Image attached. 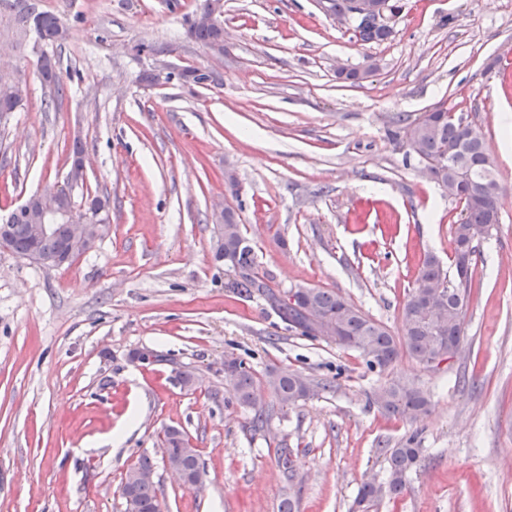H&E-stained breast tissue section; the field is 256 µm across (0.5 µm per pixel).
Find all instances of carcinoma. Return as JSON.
<instances>
[{
    "label": "carcinoma",
    "mask_w": 512,
    "mask_h": 512,
    "mask_svg": "<svg viewBox=\"0 0 512 512\" xmlns=\"http://www.w3.org/2000/svg\"><path fill=\"white\" fill-rule=\"evenodd\" d=\"M31 10L32 25L39 40L59 46L67 40L69 31L56 14L39 9L35 3L31 4ZM355 29L363 43L382 42L391 35L390 29L377 25L371 17L361 18ZM189 33L201 44L224 52L221 21L194 23ZM37 66L43 85L60 92L61 78L56 60L43 52L38 57ZM25 95L26 88L21 82L0 76V116L15 111ZM403 130L411 133L408 154L428 166L438 184L446 185L450 180L456 183L457 192L453 197L462 203V210L452 224V253H458L470 237L476 242L469 259L471 269L464 277L457 275L455 279H449L437 257L426 256L401 308L400 331H392L352 302L321 288L305 289L301 307L288 305L282 294L271 289L265 277L260 275L253 247L238 248L243 233L230 210L224 212V226L219 228L216 247L217 257L230 252L237 259L238 279L234 288L262 295L279 317L303 336L317 338L324 333L325 326H331V330L347 339L343 347L358 352L371 370L388 369L403 353L426 365L431 357L447 354L450 346L461 348L463 317L474 286V257L481 243L492 237L499 224V185L486 142L476 125L443 109L423 113L407 123ZM35 224L34 218L24 214L7 224L4 238L8 252L24 258L36 243L41 255L39 263L52 267H58L64 261L71 263L85 254L82 248L71 245L68 231L58 236L39 237L35 233ZM229 386L240 406H252L256 392L255 372L244 361H239V369ZM266 386L282 405H294L315 392L308 377L288 370L267 371ZM376 403L383 412L397 417H414L429 410L425 394L407 384L382 388ZM161 446L167 449L169 459L179 461L191 480H196L204 465L198 449L190 446L184 431L177 427L167 428ZM381 453L387 461L386 480L362 484L354 500V506L365 512L384 497H397L403 493L408 475L418 464L421 449L411 436L395 448L381 449ZM133 491L138 512H160L155 484H137Z\"/></svg>",
    "instance_id": "1"
}]
</instances>
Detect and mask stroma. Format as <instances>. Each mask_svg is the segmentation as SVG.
<instances>
[{"mask_svg": "<svg viewBox=\"0 0 512 512\" xmlns=\"http://www.w3.org/2000/svg\"><path fill=\"white\" fill-rule=\"evenodd\" d=\"M37 2L69 30L50 50L64 92L46 108L42 45L18 39L0 5V45L13 48L0 74L27 86L0 119V222L65 185L78 138L87 174L72 200H105L110 230L61 267L0 251V512H125L123 478L144 456L162 512H279L288 498L297 512H351L363 482L386 474L380 447L412 435L419 465L374 512H512V0H399L390 37L367 44L316 0H224L220 56L190 38L188 0ZM194 67L213 81L178 79ZM439 106L480 128L501 188L454 359L427 368L404 355L371 371L231 288L215 257L219 203L274 289L324 288L399 329L423 259L453 268L462 206L398 136L399 118ZM228 356L257 382L288 369L319 389L290 407L264 394L273 412L254 427L227 391ZM179 370L199 388L175 384ZM398 381L423 390L427 413L378 409L374 391ZM169 426L199 449L202 489L168 471Z\"/></svg>", "mask_w": 512, "mask_h": 512, "instance_id": "1", "label": "stroma"}]
</instances>
